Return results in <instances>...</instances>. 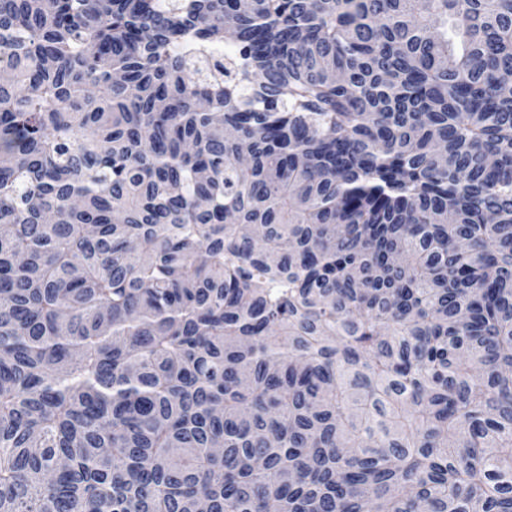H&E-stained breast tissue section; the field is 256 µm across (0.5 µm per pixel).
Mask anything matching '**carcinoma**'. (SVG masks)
I'll use <instances>...</instances> for the list:
<instances>
[{"label": "carcinoma", "instance_id": "cac0c4a2", "mask_svg": "<svg viewBox=\"0 0 512 512\" xmlns=\"http://www.w3.org/2000/svg\"><path fill=\"white\" fill-rule=\"evenodd\" d=\"M0 71V512H512V0H0Z\"/></svg>", "mask_w": 512, "mask_h": 512}]
</instances>
